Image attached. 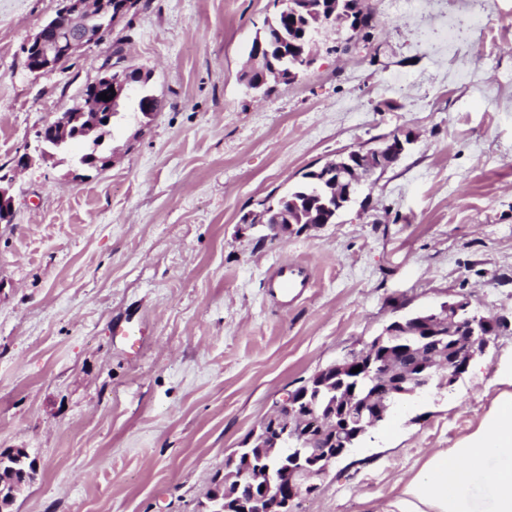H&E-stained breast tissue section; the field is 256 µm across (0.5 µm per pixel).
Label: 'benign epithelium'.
I'll list each match as a JSON object with an SVG mask.
<instances>
[{"label": "benign epithelium", "instance_id": "benign-epithelium-1", "mask_svg": "<svg viewBox=\"0 0 512 512\" xmlns=\"http://www.w3.org/2000/svg\"><path fill=\"white\" fill-rule=\"evenodd\" d=\"M132 0H62L57 14L46 22L26 47V68L34 74L51 73L78 55L81 50L94 42L98 37L110 31L112 27L131 9ZM315 23L350 21V16L343 12H324L319 6H307ZM127 67H118L108 61L99 67L95 80L89 82L94 93L86 96L88 108L79 113L65 112L60 118L46 123L41 135L49 134L45 140L40 156L44 160L54 157V151L66 147L70 138L69 128L75 122H83L84 127L78 133L84 137L90 135L97 139L107 132V121L112 119L113 105L124 97L132 96L126 75ZM105 92L111 100L99 98ZM409 141L396 135L381 139L378 146L366 152H352L355 165L346 162L336 163V188L343 191L347 198L356 196L361 189L363 180L375 172L388 158L398 159L406 151ZM310 228V225L284 224L282 216L273 217V223L265 225L269 232L276 236H285L298 231L299 228ZM471 303L462 298L454 303L442 305L439 315L421 318L417 322H396L384 334L365 344L363 349L355 353L356 362L364 371H372L376 375L389 379L396 374V369L389 357L379 350L390 347L394 339L412 332L423 344L432 347L427 359L420 361L416 371L405 375V380L414 384L413 393L428 390V380L422 373L428 371L442 374L439 388H451L468 373L474 358L485 352L492 337L496 335V323L488 318L470 315ZM451 344L449 352L441 348L443 341ZM295 392H289L276 405L274 412L264 419L270 432L278 435L271 442V450H276L280 437L285 435L292 425H304L306 418L321 423V434L334 432L338 429L335 413L324 412L315 407L307 413L294 408ZM353 447L349 440L340 448H316L305 458L292 459L288 463V488L280 490L264 487L263 494L256 502L253 512H294L296 499L309 495L316 490L312 480L324 473L333 461L341 458ZM259 480L251 468H241L225 478V482L239 486L243 483L252 484Z\"/></svg>", "mask_w": 512, "mask_h": 512}]
</instances>
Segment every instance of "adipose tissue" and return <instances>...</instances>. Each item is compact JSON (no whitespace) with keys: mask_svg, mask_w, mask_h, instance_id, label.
Wrapping results in <instances>:
<instances>
[{"mask_svg":"<svg viewBox=\"0 0 512 512\" xmlns=\"http://www.w3.org/2000/svg\"><path fill=\"white\" fill-rule=\"evenodd\" d=\"M373 512H512V391H502L479 427L432 450L401 475Z\"/></svg>","mask_w":512,"mask_h":512,"instance_id":"obj_1","label":"adipose tissue"}]
</instances>
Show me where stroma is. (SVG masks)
<instances>
[{
	"label": "stroma",
	"instance_id": "35a3bbf8",
	"mask_svg": "<svg viewBox=\"0 0 512 512\" xmlns=\"http://www.w3.org/2000/svg\"><path fill=\"white\" fill-rule=\"evenodd\" d=\"M60 4L0 0V453L37 468L12 512H207L286 392L462 297L504 320L494 345L371 429L295 512H369L476 430L512 374V0H369L367 37L325 26L313 66L266 96L242 74L276 0H151L66 70L31 74L24 49ZM118 47L162 109L145 123L121 107L109 169L38 159L43 126ZM392 134L405 154L335 223L242 230L303 173ZM290 262L311 278L285 303L268 280Z\"/></svg>",
	"mask_w": 512,
	"mask_h": 512
}]
</instances>
